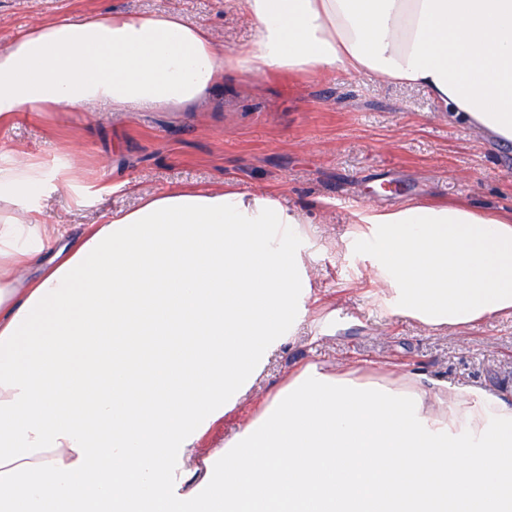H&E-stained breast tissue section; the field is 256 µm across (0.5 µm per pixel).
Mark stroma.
I'll return each instance as SVG.
<instances>
[{"label": "stroma", "instance_id": "stroma-1", "mask_svg": "<svg viewBox=\"0 0 512 512\" xmlns=\"http://www.w3.org/2000/svg\"><path fill=\"white\" fill-rule=\"evenodd\" d=\"M114 9L180 13L209 27L226 53L256 39L240 0H0V48L44 21ZM13 151L68 158L112 187L100 197L61 189L41 198L59 231L47 244L51 252L87 225L173 188L220 190L232 182L249 193L274 191L303 218L309 284L326 316L293 324L291 338L269 354L202 451L240 430L254 405L302 361L330 368L354 360L405 363L432 379L512 398L511 317L433 329L389 315L365 292L364 253L346 246L356 213L345 205L348 197L384 210L416 202L512 211V145L452 122L423 88L340 69L308 78L228 71L206 99L177 111L17 113L0 124V154ZM130 182L136 191L127 190ZM319 197L325 205L313 207Z\"/></svg>", "mask_w": 512, "mask_h": 512}]
</instances>
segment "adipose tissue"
I'll return each instance as SVG.
<instances>
[{
    "mask_svg": "<svg viewBox=\"0 0 512 512\" xmlns=\"http://www.w3.org/2000/svg\"><path fill=\"white\" fill-rule=\"evenodd\" d=\"M254 47L218 50L178 14L118 10L0 49L18 112L184 108L225 71L342 69L426 88L512 143V0H242ZM68 160L0 158V512H173L169 466L250 388L287 321L322 312L305 234L274 193L173 189L51 258L39 204ZM367 293L430 327L512 314V214L364 209ZM186 512H512V401L362 360L293 367L182 483Z\"/></svg>",
    "mask_w": 512,
    "mask_h": 512,
    "instance_id": "ef3b65f1",
    "label": "adipose tissue"
}]
</instances>
